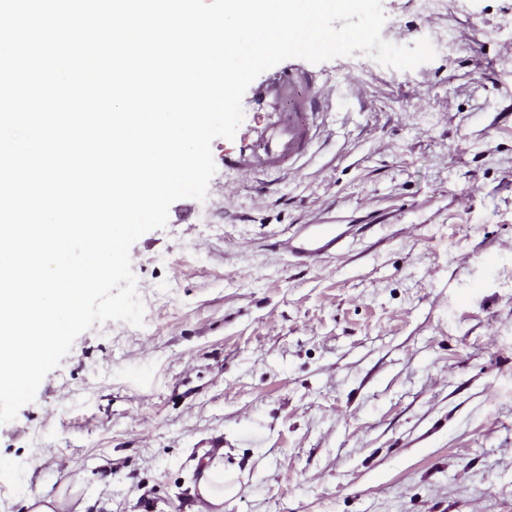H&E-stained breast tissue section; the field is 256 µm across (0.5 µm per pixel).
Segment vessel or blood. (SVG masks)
<instances>
[{
	"mask_svg": "<svg viewBox=\"0 0 512 512\" xmlns=\"http://www.w3.org/2000/svg\"><path fill=\"white\" fill-rule=\"evenodd\" d=\"M335 100L330 80L319 79L301 63L266 70L242 100L261 117L254 126L236 132L232 146L224 151L225 172L255 180L292 168L319 139L318 118L332 110ZM345 241L336 225L304 224L274 247L310 262L332 255Z\"/></svg>",
	"mask_w": 512,
	"mask_h": 512,
	"instance_id": "obj_1",
	"label": "vessel or blood"
}]
</instances>
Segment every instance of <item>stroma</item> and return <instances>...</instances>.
<instances>
[{"mask_svg": "<svg viewBox=\"0 0 512 512\" xmlns=\"http://www.w3.org/2000/svg\"><path fill=\"white\" fill-rule=\"evenodd\" d=\"M411 70L362 52L301 168L224 172L130 250L142 326L93 325L0 424V512H512V0H381ZM358 227L309 265L300 224ZM223 482L221 467H213L203 470V477L200 479L199 491L203 500L211 505L218 506L224 501V489L218 490L215 485Z\"/></svg>", "mask_w": 512, "mask_h": 512, "instance_id": "35a3bbf8", "label": "stroma"}]
</instances>
